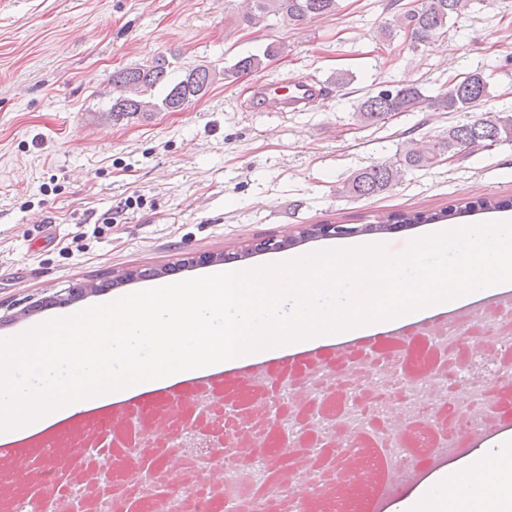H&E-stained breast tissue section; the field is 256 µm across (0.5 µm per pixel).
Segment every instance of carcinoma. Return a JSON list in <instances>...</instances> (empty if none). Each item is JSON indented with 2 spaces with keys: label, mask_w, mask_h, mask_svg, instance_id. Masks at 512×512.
<instances>
[{
  "label": "carcinoma",
  "mask_w": 512,
  "mask_h": 512,
  "mask_svg": "<svg viewBox=\"0 0 512 512\" xmlns=\"http://www.w3.org/2000/svg\"><path fill=\"white\" fill-rule=\"evenodd\" d=\"M470 0H421L414 8L399 11L391 23L380 27L377 38L392 41L399 33L410 37L413 47L431 44L434 38L448 30V23L468 9ZM339 0H249L241 21L258 25L270 15H286L288 19L302 22L336 14ZM282 44L269 45L265 51L240 58L233 66L224 69V80L232 82L239 74L256 71L268 58L284 52ZM176 61L165 55L154 57L150 64L125 68L112 73V104L109 116L118 121L140 112H179L190 102L202 98L216 79L217 73L206 65L183 71L174 83H168L169 74ZM169 84L161 102L151 100L152 89L159 84ZM490 83L481 71L466 74L448 84V89L435 96H428L415 84L396 85L363 97L355 107L356 120L367 126L383 122L402 112H421L426 109L444 112H473L490 97ZM512 142V114L486 111L480 116L448 127V135L430 146L421 145L410 137L398 156L388 162L371 164L353 172L336 187L343 197L361 198L378 195L402 182L405 175L422 168H432L448 155L465 158L479 147L487 148L498 142ZM501 205L493 199L470 201L463 205H449L429 213H392L373 224L352 227L345 235L381 232L389 224H432L474 211H494Z\"/></svg>",
  "instance_id": "carcinoma-1"
}]
</instances>
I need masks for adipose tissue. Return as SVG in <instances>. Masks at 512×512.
<instances>
[{
  "label": "adipose tissue",
  "mask_w": 512,
  "mask_h": 512,
  "mask_svg": "<svg viewBox=\"0 0 512 512\" xmlns=\"http://www.w3.org/2000/svg\"><path fill=\"white\" fill-rule=\"evenodd\" d=\"M500 461L492 483L475 487L471 475L478 464L473 461L463 467L446 496L413 495L405 501L403 512H512V456L501 455Z\"/></svg>",
  "instance_id": "obj_1"
}]
</instances>
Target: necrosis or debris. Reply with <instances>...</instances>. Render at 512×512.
<instances>
[{"label":"necrosis or debris","instance_id":"obj_1","mask_svg":"<svg viewBox=\"0 0 512 512\" xmlns=\"http://www.w3.org/2000/svg\"><path fill=\"white\" fill-rule=\"evenodd\" d=\"M488 336L454 365L457 337ZM347 372L319 361L271 376L247 377L193 402L190 412L129 407L120 428L99 418L76 449L44 445L31 459L35 485L15 491L0 467V512H375L389 482L438 451L435 433L458 438L512 414V303L462 322L368 337L346 354ZM217 416L235 422L251 447L220 449L205 433ZM177 444L178 459L168 448ZM345 455L346 492L331 497Z\"/></svg>","mask_w":512,"mask_h":512}]
</instances>
